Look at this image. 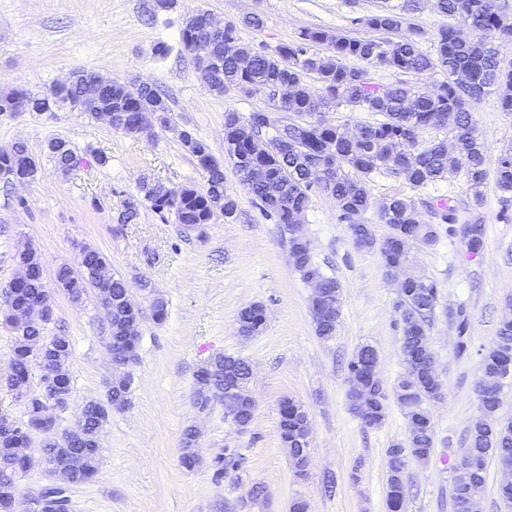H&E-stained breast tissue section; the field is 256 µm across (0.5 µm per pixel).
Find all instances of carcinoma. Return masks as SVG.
Here are the masks:
<instances>
[{
    "mask_svg": "<svg viewBox=\"0 0 512 512\" xmlns=\"http://www.w3.org/2000/svg\"><path fill=\"white\" fill-rule=\"evenodd\" d=\"M437 12L455 23L442 26L429 34L411 22L407 6L385 7L360 20L377 33L372 38H355L333 34L324 29H304L287 43L273 51L258 50L242 41L237 26L224 30L216 37L203 29L201 19L183 18L180 43L197 66L211 75L209 88L218 95L235 93L246 98L265 97L267 90L280 92L279 107L303 117L282 131L273 132L263 148L256 149L265 128L258 122L259 111L243 114L235 109L224 112V159L235 167L239 180L247 192L259 202L264 213L282 225L288 234L290 256L296 272L307 283L317 281L322 293L311 298V309L329 307L335 317L312 318L316 334L330 339L336 334L341 311V285L326 274L314 261L307 247L304 232L295 228L307 211L311 193L318 190L336 199L338 220L346 225L355 244L379 254L384 274L407 261L411 246L436 237L433 224L421 222L413 200L403 195L391 197L380 209V221L394 231L387 244H377L369 234V227L361 223L362 215L372 206L369 191L371 176L381 170L403 180L413 189L426 188L452 176H462L473 188L480 187L488 177L486 158L474 135V111L481 98L489 93L498 95L500 107L512 112V63L506 65L496 40L512 38V19L508 5L497 0H428ZM431 43V50L423 43ZM355 60L356 66L347 61ZM382 68L395 74L438 73L442 80L432 88L414 86L405 80L385 85L373 82L370 70ZM103 83L101 110L117 113L123 133L133 134L140 114H165L159 127L177 131L182 146L195 158L205 174L206 186L199 189L183 185L169 189L142 177L138 191L158 213L175 216L178 223L196 230L211 223L216 209L224 210V219L233 220L238 211L237 200L224 192V169L216 161L211 147L194 134L177 128L169 101L155 87L135 85L112 80L95 71H77L63 86L52 85L40 96L23 90L0 95V114L12 112L19 104L29 103L34 112H54L69 106L93 84ZM339 106L372 112L381 119L364 124L353 136H346L340 127L320 126L321 114ZM442 129L451 134L462 154L460 165L448 167L447 140L438 139L428 144L420 142L415 130ZM27 147L19 143L16 152L0 154V172H12L20 179H30L37 172L39 160L30 157L24 161L20 152ZM48 157L63 171L71 168L74 151L64 140H52ZM335 165L322 185L311 182L314 166ZM495 181L505 194H512V151L501 155L495 169ZM434 215L442 224L457 220L455 205L438 200ZM18 262L25 269L22 281L4 289V304L0 309V323L15 333V344L10 360L9 384L30 379L32 362L39 352L53 343L64 348L59 364L66 368L71 354L68 337L47 334L54 321L53 303L42 310L36 305L50 293L43 278L40 257L33 251L18 254ZM83 277H71V267L62 265L56 275L58 288L72 299L83 295L86 283L97 271L106 268V256L99 250L85 246L79 254ZM126 282L112 278L107 292L105 312L109 342L128 345L132 356L118 354L112 357L115 375L109 383L106 401L91 400L81 411L82 431L76 438L73 456L62 459V449L56 446L54 434L42 429V420L50 408L43 397L26 399V427L29 433L43 435L42 448L46 457L72 467L62 478L66 484H84L96 475L100 461V433L107 423L112 406L128 404L130 374L128 367L138 360L139 342L126 339L134 320L126 299ZM438 299L434 281L424 275H411L399 292L397 308L402 311L400 345L406 362V371L394 387L395 396L408 423V435L402 442L386 450V457L397 455L401 465L410 460L429 458L434 447L433 423L424 403L440 396L443 383L433 379L427 369L431 355L429 329L431 314ZM25 310L32 315L24 326L12 325L8 310ZM244 334L254 336L262 330L265 316L262 306L249 305L241 312ZM378 362L377 351L370 345L362 346L348 361L350 380L363 385L368 397V413L362 417L367 426H378L386 418L389 396L377 377L368 374L366 366ZM512 362V319L502 321L495 340L480 361L481 393L486 395L479 405V414L470 423L466 441L468 450L483 461L477 471L466 474L451 465V501L457 505L464 497L479 496L486 484L487 464L496 460L503 468L512 467V421L495 416L498 403L494 401L501 391L507 368ZM234 368L239 382L246 384L251 377L249 363L242 358L217 355L207 366L195 373V383L208 382L212 395L224 391V364ZM307 410L298 402L292 403L289 415L279 414L281 439L288 446L298 474L304 473L305 460L301 456L300 439L304 434ZM195 431L184 434V453L181 463L190 468L196 464L192 448ZM21 440L13 433L0 432V512H12V490L18 488L21 474L26 470L25 459L18 448ZM239 467L238 455L226 449L212 461L214 475L224 476ZM406 502L405 470H388L385 495L387 512H395Z\"/></svg>",
    "mask_w": 512,
    "mask_h": 512,
    "instance_id": "cac0c4a2",
    "label": "carcinoma"
}]
</instances>
